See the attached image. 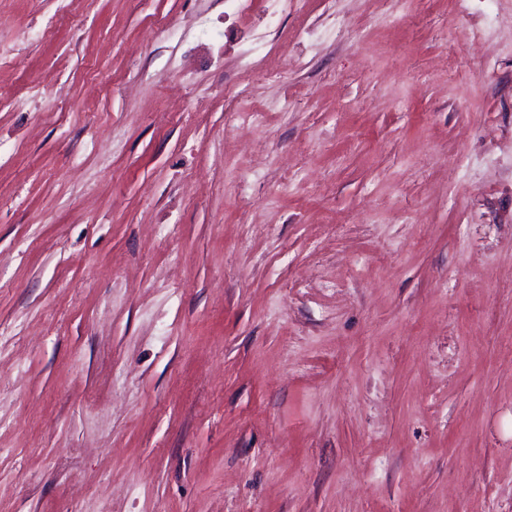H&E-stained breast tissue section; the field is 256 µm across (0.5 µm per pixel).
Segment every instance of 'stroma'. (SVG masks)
<instances>
[{"instance_id":"obj_1","label":"stroma","mask_w":512,"mask_h":512,"mask_svg":"<svg viewBox=\"0 0 512 512\" xmlns=\"http://www.w3.org/2000/svg\"><path fill=\"white\" fill-rule=\"evenodd\" d=\"M266 8L0 0V512H512V0Z\"/></svg>"}]
</instances>
